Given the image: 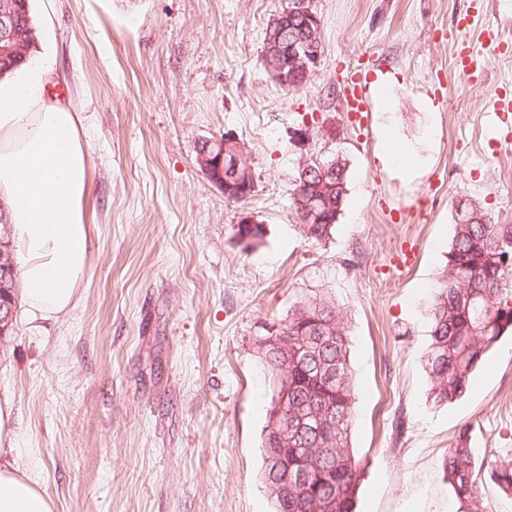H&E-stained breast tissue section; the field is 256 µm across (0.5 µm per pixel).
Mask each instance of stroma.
Instances as JSON below:
<instances>
[{"label": "stroma", "mask_w": 512, "mask_h": 512, "mask_svg": "<svg viewBox=\"0 0 512 512\" xmlns=\"http://www.w3.org/2000/svg\"><path fill=\"white\" fill-rule=\"evenodd\" d=\"M283 0H31L44 96L78 112L91 160L92 253L64 318L16 302L0 337V407L14 437L0 461L55 512H273L261 482L271 379L257 353L270 323L322 294L351 335L356 512H456L441 467L467 435L484 512H512L493 473L512 464V337L457 403L429 398L430 309L455 205L512 224V142L489 114L512 94V0H316L322 56L283 89L262 58ZM471 42L485 69L453 65ZM392 79L391 111L349 115L347 71ZM233 135L255 188L227 200L196 162ZM396 137L420 164L387 157ZM346 161L329 239L290 207L300 165ZM264 230L246 250L236 229Z\"/></svg>", "instance_id": "35a3bbf8"}]
</instances>
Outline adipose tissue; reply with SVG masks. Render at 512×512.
I'll list each match as a JSON object with an SVG mask.
<instances>
[{"label": "adipose tissue", "mask_w": 512, "mask_h": 512, "mask_svg": "<svg viewBox=\"0 0 512 512\" xmlns=\"http://www.w3.org/2000/svg\"><path fill=\"white\" fill-rule=\"evenodd\" d=\"M45 69L26 68L0 82V194L33 318L65 317L91 254L86 205L90 157L81 122L69 106L48 102ZM0 512H54L30 477L0 463Z\"/></svg>", "instance_id": "1"}]
</instances>
